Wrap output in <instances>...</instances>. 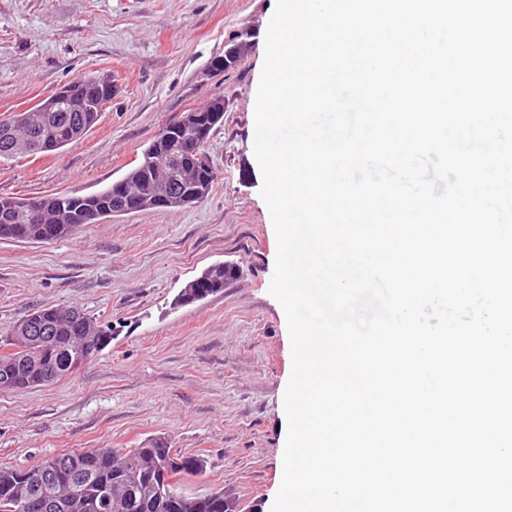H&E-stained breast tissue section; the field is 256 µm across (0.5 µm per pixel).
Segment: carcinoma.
<instances>
[{
	"instance_id": "obj_1",
	"label": "carcinoma",
	"mask_w": 512,
	"mask_h": 512,
	"mask_svg": "<svg viewBox=\"0 0 512 512\" xmlns=\"http://www.w3.org/2000/svg\"><path fill=\"white\" fill-rule=\"evenodd\" d=\"M64 108L32 116L18 112L0 119V160L25 152L45 153L48 144L59 150L75 141L74 129L86 135L98 122V113L88 112L91 104L112 100L108 85L100 76H81L64 84ZM23 143L21 152L13 145ZM216 173L211 168L186 167L176 191L195 193L202 201L211 191ZM168 180L162 167L142 163L114 185L93 195L62 194L30 199L33 213L23 211L19 198L0 196V238L40 242L41 234L53 241L67 237L86 224L127 214L118 206L120 187L142 188ZM232 264H214L187 283L176 303L201 300L198 292L210 295L224 290L236 279ZM22 322L36 324L51 337L45 343L19 352L0 354V362L12 359L11 373L0 372V393L57 381L75 363L94 359L111 342L101 326L77 308H39ZM206 461L185 456L155 441L130 450L113 448L75 449L48 457L30 468L0 466V512H22L20 503L36 506L32 512H227L224 505L237 500L217 488L205 496L186 497L179 488L185 477L205 471Z\"/></svg>"
}]
</instances>
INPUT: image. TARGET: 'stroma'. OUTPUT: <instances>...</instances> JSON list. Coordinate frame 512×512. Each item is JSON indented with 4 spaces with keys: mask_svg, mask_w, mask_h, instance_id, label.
I'll return each instance as SVG.
<instances>
[{
    "mask_svg": "<svg viewBox=\"0 0 512 512\" xmlns=\"http://www.w3.org/2000/svg\"><path fill=\"white\" fill-rule=\"evenodd\" d=\"M276 0H0V118L81 74L119 87L82 139L0 163V195H91L140 164L165 122L214 97L224 119L206 154L207 198L81 227L54 242L0 239V337L38 306H74L112 325L94 360L50 385L0 393V464L29 467L75 448L152 439L205 458L190 496L224 488L271 512L292 372L286 317L269 293L277 254L255 159L254 106ZM250 30L234 69L210 62ZM241 276L173 307L210 265Z\"/></svg>",
    "mask_w": 512,
    "mask_h": 512,
    "instance_id": "stroma-1",
    "label": "stroma"
}]
</instances>
